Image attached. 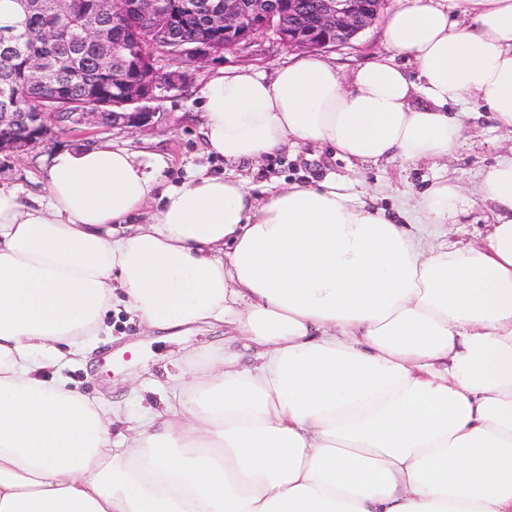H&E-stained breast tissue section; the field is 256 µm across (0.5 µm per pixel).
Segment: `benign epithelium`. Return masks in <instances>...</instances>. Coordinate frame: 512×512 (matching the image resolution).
<instances>
[{"instance_id":"1","label":"benign epithelium","mask_w":512,"mask_h":512,"mask_svg":"<svg viewBox=\"0 0 512 512\" xmlns=\"http://www.w3.org/2000/svg\"><path fill=\"white\" fill-rule=\"evenodd\" d=\"M386 0H91L81 8L80 39L102 62L77 74L67 90L42 98L41 111L24 112L19 103L0 108V153H21L55 132L84 125L144 128L155 112L148 103L162 88H182L188 73L180 65L204 64L244 47L260 33L283 44L321 51L350 44L373 25ZM39 8L37 0H19L12 27L18 29ZM176 69L164 70L152 59L137 57L142 41L154 33ZM62 66L54 55L29 61L22 99L48 88L50 75Z\"/></svg>"}]
</instances>
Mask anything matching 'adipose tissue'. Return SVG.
Masks as SVG:
<instances>
[{
	"instance_id": "obj_1",
	"label": "adipose tissue",
	"mask_w": 512,
	"mask_h": 512,
	"mask_svg": "<svg viewBox=\"0 0 512 512\" xmlns=\"http://www.w3.org/2000/svg\"><path fill=\"white\" fill-rule=\"evenodd\" d=\"M382 37L346 76L312 55L216 74L210 151L439 160L472 99L512 132V0H403ZM44 182L35 205L0 187V512H512V153L463 247L448 182L393 215L333 181L261 203L222 175L160 187L109 145L58 151ZM117 303L166 336L224 332L120 431L53 362Z\"/></svg>"
}]
</instances>
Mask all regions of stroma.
Listing matches in <instances>:
<instances>
[{"mask_svg":"<svg viewBox=\"0 0 512 512\" xmlns=\"http://www.w3.org/2000/svg\"><path fill=\"white\" fill-rule=\"evenodd\" d=\"M381 23H374L352 44L324 51L323 57L342 73L387 54ZM296 51L269 34H260L244 48L224 53L200 67L190 68L188 85L160 92L154 103L156 116L144 130L82 126L59 133L28 149L23 155L0 154V186L17 189L24 199L45 194L44 174L56 151L99 144L133 153L143 170L156 175L162 185L178 184L198 173L227 174L244 181L258 198L292 183L325 180L352 183L375 207L393 210L399 199L418 200L439 179L457 184L472 205L458 224L448 230L449 243L477 245L484 241L491 214L477 198L485 171L512 149V134L498 130L490 111L477 102L465 106L466 131L456 150L445 160L402 163L382 160L351 166L327 147L313 143L283 148L257 162L228 163L209 152L201 135V92L219 70L251 68L266 76L291 63ZM110 335L93 337L84 363H65L60 373L76 382L89 397L119 402L126 418L140 417L144 407L162 400L156 386L163 367L188 350L224 342L222 331H199L187 336L159 337L148 333L123 306H114L105 318Z\"/></svg>","mask_w":512,"mask_h":512,"instance_id":"1","label":"stroma"}]
</instances>
